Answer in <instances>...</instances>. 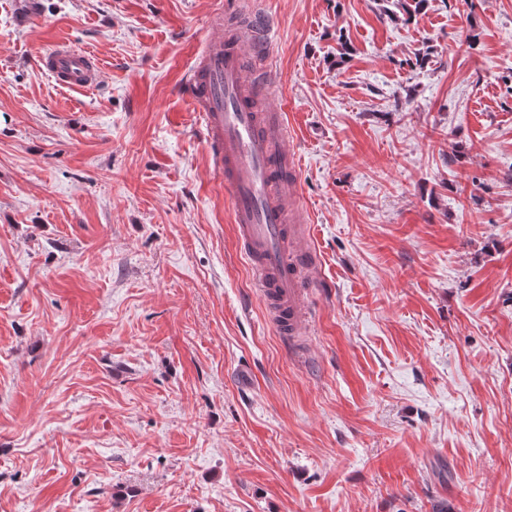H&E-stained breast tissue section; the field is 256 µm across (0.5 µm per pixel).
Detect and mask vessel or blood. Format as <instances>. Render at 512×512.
I'll list each match as a JSON object with an SVG mask.
<instances>
[{
  "label": "vessel or blood",
  "instance_id": "1",
  "mask_svg": "<svg viewBox=\"0 0 512 512\" xmlns=\"http://www.w3.org/2000/svg\"><path fill=\"white\" fill-rule=\"evenodd\" d=\"M213 25L182 93L195 107L212 167L232 200L237 241L252 261L268 318L291 347L302 322L311 317L303 295L320 261L308 244L310 232L296 197L298 164L284 147L286 123L279 114L251 106L273 96L277 85L252 83L244 76L246 57L263 50L273 21L252 15L248 39L225 31L222 18ZM36 66L70 88L95 86L101 74L93 54L64 42L37 55Z\"/></svg>",
  "mask_w": 512,
  "mask_h": 512
}]
</instances>
